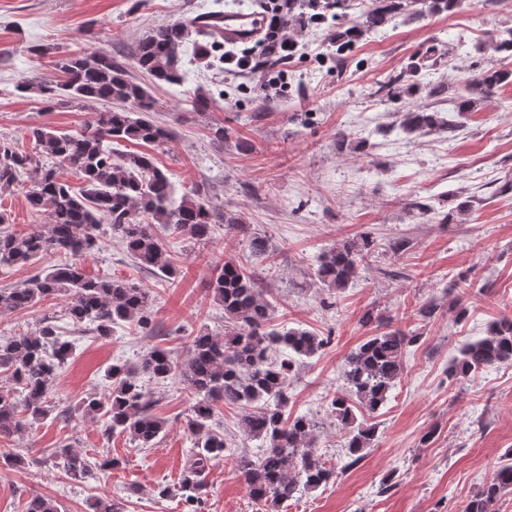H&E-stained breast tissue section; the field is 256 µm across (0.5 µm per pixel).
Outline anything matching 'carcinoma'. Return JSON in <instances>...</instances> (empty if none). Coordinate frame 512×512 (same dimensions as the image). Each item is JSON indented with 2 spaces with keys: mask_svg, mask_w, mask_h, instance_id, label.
I'll return each mask as SVG.
<instances>
[{
  "mask_svg": "<svg viewBox=\"0 0 512 512\" xmlns=\"http://www.w3.org/2000/svg\"><path fill=\"white\" fill-rule=\"evenodd\" d=\"M459 0H369L362 22L351 25L336 40V54L376 31L392 19L419 16L426 11L453 12ZM195 59L209 65L224 61V41L197 25V18L164 24L138 41L135 64L154 79L168 84L183 80L181 48L191 33ZM65 76L60 84H41L24 79L19 92H35L46 103L63 97L84 103L110 104L97 115L96 124L76 133L56 134L43 127L30 130L39 153L54 159L26 187L32 209L47 215L49 224L39 233L18 234L0 230V267L26 266L65 253L80 256L99 246L106 233L119 237L141 269L168 278L177 273L174 257L165 249L152 225L162 224L195 240L208 238L216 225L242 232L246 227L235 215L216 209L199 193L175 203L168 176L144 153L119 154L110 147L118 141L162 145L171 130L154 120L155 101L112 55L90 51L52 61ZM512 73L489 68L475 75L469 89L486 90L507 82ZM442 124L439 114L415 105L406 113L407 132L433 129ZM38 164L36 157L0 141V191L21 186L23 174ZM82 179L80 187L64 180L59 169ZM374 240L364 233L325 248L317 257L316 279L336 291L355 284L366 268ZM207 288L224 309V336L199 332L191 339L185 359L153 347L135 364L114 361L105 371V388L82 399L74 409L91 419L105 421L104 433H127L141 448H151L164 431L162 420L150 413L152 392L146 383L180 380L195 396L186 426L194 438L192 456L178 496L182 512H204L205 478L224 457L227 443L213 428L220 409L240 406L244 436L260 441L257 456L242 454L237 468L249 494L265 512L308 491L336 480V467L312 451L317 429L314 417L288 412L289 376L295 358L315 356L331 343L301 328L270 327L272 304L262 292L254 271L229 258L215 266ZM67 298V317L87 326L101 338L112 336L114 326L128 323L152 335L149 295L126 280L89 277L74 264L52 265L17 288L0 289V313L29 309L49 296ZM421 334L408 329H389L366 338L344 359L341 378L348 394L336 393L328 410L345 430L346 466L357 464L373 447L377 423L370 421L386 404L390 391L404 374L403 353ZM279 348L286 358L273 361L270 351ZM74 342L64 338L49 319L33 332L0 340V374L8 385L0 386V437L25 432L54 411L50 396L58 370L71 358ZM512 364V318L492 324L486 336L461 347L449 377L465 379L479 371ZM54 466L82 482L97 465L82 452L65 444L54 454ZM512 489V463L501 465L483 484L462 512H495L502 492ZM25 512H61L51 498L35 496Z\"/></svg>",
  "mask_w": 512,
  "mask_h": 512,
  "instance_id": "carcinoma-1",
  "label": "carcinoma"
}]
</instances>
